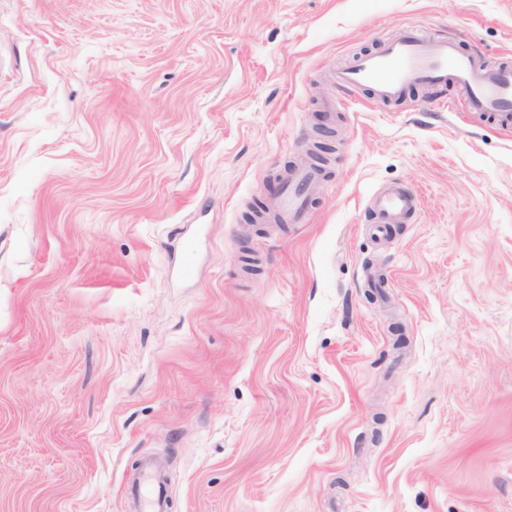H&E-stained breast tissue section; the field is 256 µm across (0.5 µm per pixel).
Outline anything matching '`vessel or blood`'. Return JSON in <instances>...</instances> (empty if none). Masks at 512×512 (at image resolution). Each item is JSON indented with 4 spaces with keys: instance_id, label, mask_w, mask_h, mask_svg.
Segmentation results:
<instances>
[{
    "instance_id": "vessel-or-blood-1",
    "label": "vessel or blood",
    "mask_w": 512,
    "mask_h": 512,
    "mask_svg": "<svg viewBox=\"0 0 512 512\" xmlns=\"http://www.w3.org/2000/svg\"><path fill=\"white\" fill-rule=\"evenodd\" d=\"M334 81L349 91L369 89L384 101L400 99L412 87L425 89L450 82L461 90L467 108L512 120V68H488L481 59L459 51L453 41H434L413 29L353 58L336 71ZM319 178V171L311 166L288 173L282 195L265 215L266 223H298ZM371 202L378 216L373 232L384 240L392 226L416 208L413 197L397 186L377 190ZM131 492L139 512H166L167 490L158 481L154 466L143 465Z\"/></svg>"
}]
</instances>
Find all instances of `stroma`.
Here are the masks:
<instances>
[{"mask_svg":"<svg viewBox=\"0 0 512 512\" xmlns=\"http://www.w3.org/2000/svg\"><path fill=\"white\" fill-rule=\"evenodd\" d=\"M407 27L512 63V0H0V512L148 455L168 512H512V126L331 80ZM320 172L314 167L294 169L285 177L282 195L268 208L264 217L268 224H297L303 217L308 197ZM371 202L378 216L377 223L372 224L373 234L383 240L390 237L393 225L401 224L403 218L416 208L413 197L397 186L377 190L371 197Z\"/></svg>","mask_w":512,"mask_h":512,"instance_id":"35a3bbf8","label":"stroma"}]
</instances>
